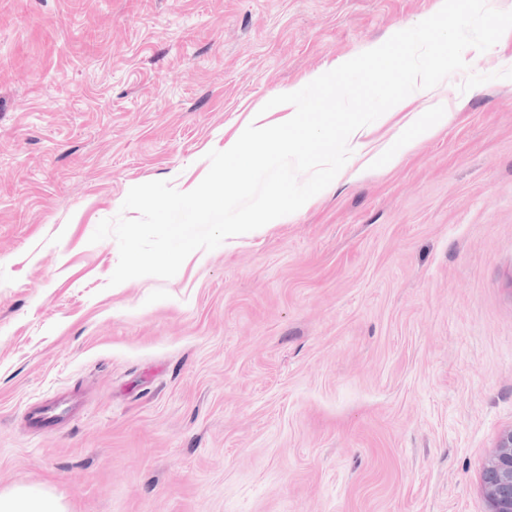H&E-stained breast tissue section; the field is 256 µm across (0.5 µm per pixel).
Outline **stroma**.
Returning a JSON list of instances; mask_svg holds the SVG:
<instances>
[{
	"mask_svg": "<svg viewBox=\"0 0 512 512\" xmlns=\"http://www.w3.org/2000/svg\"><path fill=\"white\" fill-rule=\"evenodd\" d=\"M439 0H0V492L67 512H488L512 428V30L399 161L169 279L108 281L131 187L180 191L268 101ZM488 82L467 92L468 73ZM80 419L46 432L54 395ZM482 484L489 512H512V429L500 435L484 465ZM61 500L44 491L25 488L0 493V512H65Z\"/></svg>",
	"mask_w": 512,
	"mask_h": 512,
	"instance_id": "1",
	"label": "stroma"
}]
</instances>
